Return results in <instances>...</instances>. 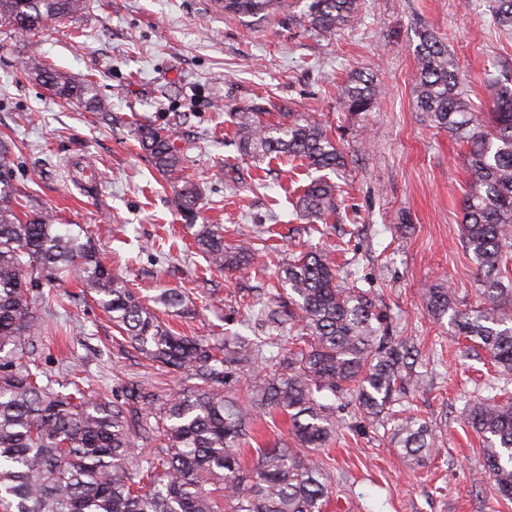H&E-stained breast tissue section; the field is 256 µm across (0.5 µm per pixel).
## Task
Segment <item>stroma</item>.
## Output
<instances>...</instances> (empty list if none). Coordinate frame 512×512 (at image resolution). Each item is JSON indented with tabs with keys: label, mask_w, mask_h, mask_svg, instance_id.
Wrapping results in <instances>:
<instances>
[{
	"label": "stroma",
	"mask_w": 512,
	"mask_h": 512,
	"mask_svg": "<svg viewBox=\"0 0 512 512\" xmlns=\"http://www.w3.org/2000/svg\"><path fill=\"white\" fill-rule=\"evenodd\" d=\"M292 2L259 19L224 14L214 0H87L66 25L27 37L0 22V136L15 143L16 179L31 208L88 230L113 274L140 297L181 291L197 315L171 322L189 335H250L244 300L269 302L268 286L289 257L328 252L378 296L393 335L413 337L430 357L400 406L429 421L439 448L408 471L388 439L341 411L338 437L317 454L334 482L328 512H512L464 419L466 396L497 372L485 351L452 342V325L425 313L433 285L448 283L469 305L477 283L460 237L467 145L418 110L413 81L418 34L427 29L457 59L472 110L484 115L486 72L512 79V33L493 25L492 0H360L358 20L332 35L310 29V0ZM30 56L94 81L108 111L59 100L24 78L19 63ZM358 72L383 88L361 114L338 97ZM271 102L316 116L344 151L330 223L316 228L297 213L309 182L304 167L236 149L231 112ZM144 122L169 128L183 149L199 192L197 223L223 225L230 243L264 238L255 268L214 271L190 247L171 187L137 147ZM89 160L91 178L79 171ZM44 290L50 301L37 310L51 330L32 343L49 375L76 370L98 398H122L139 382L159 394L178 388V377L124 346L75 283Z\"/></svg>",
	"instance_id": "35a3bbf8"
}]
</instances>
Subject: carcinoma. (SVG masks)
<instances>
[{
  "label": "carcinoma",
  "instance_id": "carcinoma-1",
  "mask_svg": "<svg viewBox=\"0 0 512 512\" xmlns=\"http://www.w3.org/2000/svg\"><path fill=\"white\" fill-rule=\"evenodd\" d=\"M224 12L267 16L288 0H217ZM85 0H0V20L23 36L65 21ZM359 0H311L306 17L315 31L332 33L354 21ZM495 23L512 28V0H493ZM414 54L416 103L437 128L468 145L467 188L461 239L473 255L482 288L478 303L459 306L455 292L439 283L426 292L432 319L447 317L454 335L484 350L495 368L512 373V83L488 74L487 123L477 121L459 92L460 69L448 46L423 31ZM20 70L58 99L106 111L94 82H75L38 58ZM380 87L358 73L341 88L351 112L372 110ZM240 151L277 155L309 170L336 171L343 151L310 116L277 112L235 113ZM139 149L175 192L177 206L193 217L196 189L185 176V156L170 130L152 123L136 129ZM23 190L12 166V145L0 139V512H323L332 479L313 452L342 425L339 402L369 422L398 448L402 465L415 470L434 456L428 422L416 415L384 416L396 394L414 386L426 363L415 342L394 336L371 290L345 287L326 253L310 251L282 267L290 291L288 309L266 306L256 317L278 332L264 341L226 336L210 342L175 330L169 316L190 314L183 296L166 289L143 301L115 277L81 225L58 224L41 209L20 216ZM309 221L336 213V185L313 178L297 201ZM196 249L221 272L248 269L262 238L224 240L222 224H191ZM75 280L108 315L124 341L149 361L184 376L186 384L159 395L145 384L119 404L85 395L76 378L43 376L23 361L25 338L46 330L36 302L44 285ZM286 341L299 349L274 360L264 347ZM275 370L229 397L213 386L246 366ZM282 413L294 446L250 452L253 422ZM466 420L484 440L482 455L497 492L512 500V398L487 395L466 400ZM150 445L134 452L135 441Z\"/></svg>",
  "mask_w": 512,
  "mask_h": 512
}]
</instances>
